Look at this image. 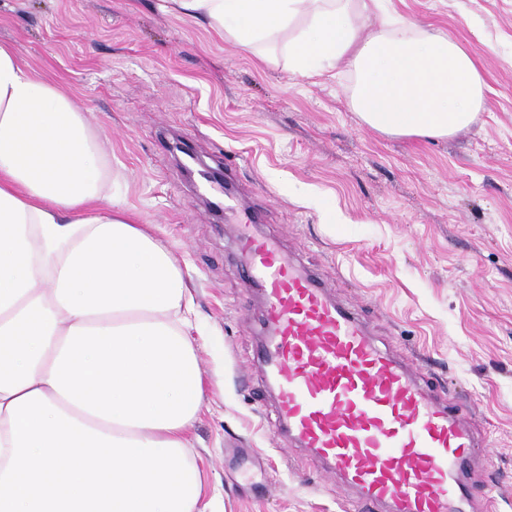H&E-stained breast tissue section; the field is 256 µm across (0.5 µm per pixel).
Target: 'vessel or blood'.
<instances>
[{
	"label": "vessel or blood",
	"mask_w": 512,
	"mask_h": 512,
	"mask_svg": "<svg viewBox=\"0 0 512 512\" xmlns=\"http://www.w3.org/2000/svg\"><path fill=\"white\" fill-rule=\"evenodd\" d=\"M198 195L216 213L244 214L237 237L242 277L258 286L264 340L258 364L276 397L275 425L339 477L348 512H486L474 491L471 408L427 389L423 376L372 338L359 309L329 297L323 282L270 237L250 232L257 210L220 193L202 173Z\"/></svg>",
	"instance_id": "1"
}]
</instances>
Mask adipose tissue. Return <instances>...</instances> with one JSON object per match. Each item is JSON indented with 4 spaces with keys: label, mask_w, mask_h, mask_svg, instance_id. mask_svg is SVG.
<instances>
[{
    "label": "adipose tissue",
    "mask_w": 512,
    "mask_h": 512,
    "mask_svg": "<svg viewBox=\"0 0 512 512\" xmlns=\"http://www.w3.org/2000/svg\"><path fill=\"white\" fill-rule=\"evenodd\" d=\"M176 2L303 77L346 69L383 135L449 137L484 108L466 46L370 29L381 0ZM105 186L85 114L0 43V512H202L184 272Z\"/></svg>",
    "instance_id": "adipose-tissue-1"
}]
</instances>
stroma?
I'll return each instance as SVG.
<instances>
[{"instance_id": "stroma-1", "label": "stroma", "mask_w": 512, "mask_h": 512, "mask_svg": "<svg viewBox=\"0 0 512 512\" xmlns=\"http://www.w3.org/2000/svg\"><path fill=\"white\" fill-rule=\"evenodd\" d=\"M384 17L437 28L483 72L485 107L443 139L388 137L349 105L352 77L260 63L171 0H0V43L84 112L107 200L188 267L190 337L208 387L190 450L216 512H345L322 463L276 445L254 363L262 305L234 262L239 216L216 222L180 147L232 157L259 229L300 253L374 339L449 396L473 401L491 512H512V0H386ZM253 448L263 486L224 464Z\"/></svg>"}]
</instances>
